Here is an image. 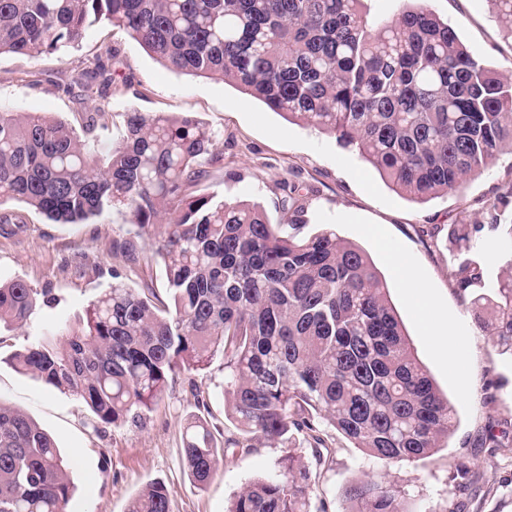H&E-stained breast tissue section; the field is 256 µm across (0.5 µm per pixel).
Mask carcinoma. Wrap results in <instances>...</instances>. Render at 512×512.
Instances as JSON below:
<instances>
[{
	"label": "carcinoma",
	"instance_id": "carcinoma-1",
	"mask_svg": "<svg viewBox=\"0 0 512 512\" xmlns=\"http://www.w3.org/2000/svg\"><path fill=\"white\" fill-rule=\"evenodd\" d=\"M373 28L361 0H0V54H50L101 22L124 30L168 69L229 81L290 121L355 149L396 191L419 201L455 194L512 153V80L501 78L427 5ZM100 45L79 100L95 101L83 135L38 112H0V206L20 202L59 224L116 210L128 233L155 229L166 296L114 282L75 328L11 356L22 373L82 399L96 419L137 423L176 383L224 358L227 416L217 443L201 420L181 456L206 485L220 460L265 442L278 471L245 484L227 512H311L334 428L382 464L426 456L448 437L453 408L419 361L366 252L335 231L301 236L299 189L283 182L279 223L256 205L202 194L219 161L201 121L125 115L106 165L94 156L111 80ZM512 179L485 201L490 224H453L449 277L478 326L512 354V259L488 285L469 257L501 226ZM52 303L21 279H0V326L23 327ZM310 443L313 461L297 452ZM69 463L32 418L0 401V512H65ZM349 512H408L391 485L360 479ZM128 512H170L149 484Z\"/></svg>",
	"mask_w": 512,
	"mask_h": 512
}]
</instances>
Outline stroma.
I'll return each mask as SVG.
<instances>
[{
	"label": "stroma",
	"mask_w": 512,
	"mask_h": 512,
	"mask_svg": "<svg viewBox=\"0 0 512 512\" xmlns=\"http://www.w3.org/2000/svg\"><path fill=\"white\" fill-rule=\"evenodd\" d=\"M473 55L500 76L512 78V30L498 20L490 0H428ZM110 42L112 89L105 125L98 128L95 155L106 162L121 140L126 112L183 113L197 117L213 134L219 158L199 187L201 193L259 205L271 222L281 216L282 182L299 187L305 207L303 233L331 228L364 249L385 277L391 300L410 341L454 410L453 432L437 451L412 462L384 465L334 434L332 467L322 473L312 498L314 512H348L347 487L372 478L393 485L408 512H512V355L503 353L473 319L470 305L454 289L448 249L452 224L490 223L482 212L512 175V155L466 183L459 194L417 203L393 191L357 151L299 121H289L232 84L173 72L118 28L87 29L77 47L36 57L0 55V111L45 112L81 128V105L71 88L83 80L87 62L101 42ZM27 224L16 235L0 232V276L18 278L56 299L27 325L0 332V399L35 420L70 461L72 512H126L149 483L168 489L170 512H226L250 480L272 474L278 449L259 447L223 460L205 486L193 483L182 457L184 424L193 418L214 433L231 431L224 398V361L215 358L198 378L201 399L176 383L136 424L94 425L76 396L47 387L8 361L38 336L73 326L113 280L131 288L164 291L162 267L150 261L154 239H134L136 260L113 253L128 237L125 218L107 211L85 224H56L12 203ZM402 257L416 277L408 286L390 267ZM447 321L452 339L428 335L426 326ZM505 434L511 445L482 444L486 428Z\"/></svg>",
	"instance_id": "stroma-1"
}]
</instances>
